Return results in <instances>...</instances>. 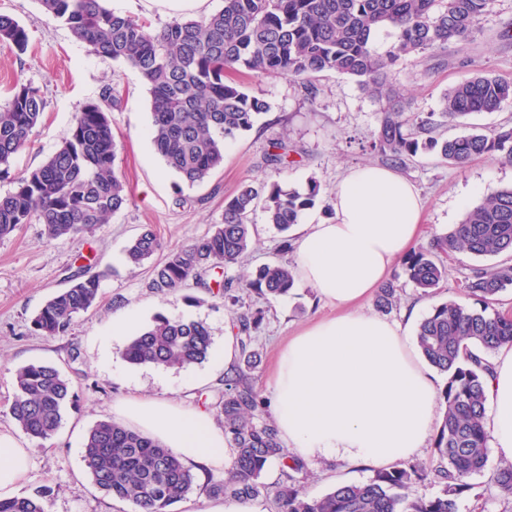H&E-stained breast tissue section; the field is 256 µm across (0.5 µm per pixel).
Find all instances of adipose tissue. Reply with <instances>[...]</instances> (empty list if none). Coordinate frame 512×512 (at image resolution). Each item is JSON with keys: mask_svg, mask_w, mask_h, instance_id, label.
Segmentation results:
<instances>
[{"mask_svg": "<svg viewBox=\"0 0 512 512\" xmlns=\"http://www.w3.org/2000/svg\"><path fill=\"white\" fill-rule=\"evenodd\" d=\"M334 219L303 226L296 242V279L336 316L289 338L271 381L275 423L288 449L316 462L336 457L383 468L418 454L439 418L437 378L400 326L360 312L395 261L419 239L423 203L391 169L349 170L330 198ZM487 399L490 451L512 462V347L491 360ZM116 422L171 448L181 460L223 467L224 430L209 413L136 395L116 403ZM31 451L0 432V500L17 497Z\"/></svg>", "mask_w": 512, "mask_h": 512, "instance_id": "ef3b65f1", "label": "adipose tissue"}]
</instances>
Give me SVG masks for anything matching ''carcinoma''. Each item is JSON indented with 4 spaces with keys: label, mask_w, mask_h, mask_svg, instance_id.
<instances>
[{
    "label": "carcinoma",
    "mask_w": 512,
    "mask_h": 512,
    "mask_svg": "<svg viewBox=\"0 0 512 512\" xmlns=\"http://www.w3.org/2000/svg\"><path fill=\"white\" fill-rule=\"evenodd\" d=\"M105 2L40 0L44 13L66 24L95 55L140 72L151 96L154 148L165 166L191 185L222 166L228 143L251 130L269 109L265 100L226 79V70L239 68L288 77L313 99L318 91L314 80L321 73L354 80L379 105L369 149L394 166H406L420 152H434L458 168L482 156L512 164V125L439 140L431 136L433 114L407 116L405 99L390 78L400 61L469 40L495 0H223L222 8L207 17L175 19L159 29L115 13ZM383 31L392 41L380 52L375 40ZM28 42L25 27L0 14V44L22 54ZM511 102L512 81L477 75L448 89L441 118L454 123L473 113L497 112ZM45 106L40 91L17 75L9 101L0 105V175L9 173L14 156L30 142ZM117 152L106 111L97 103L86 105L57 150L19 178L11 192L0 195V238L22 224H41L47 238L57 240L107 223L128 201L115 168ZM266 162L279 172L288 168L287 146L273 143ZM322 194L313 179L303 191L278 181L258 187L242 182L225 198L223 222L211 234L153 264L149 288L166 296L194 280L211 289L204 274L238 264L248 253L253 232L249 215L257 206L268 224L286 231ZM160 249L159 238L147 229L127 246L125 259L136 268ZM459 254L491 260L472 268L462 282L463 294L479 307L451 298L440 302L415 333L426 361L447 375L441 392L445 410L433 437L435 463L399 461L364 482L338 484L318 497L307 495L295 478L304 464L288 462L252 381L261 355L251 346V332L264 319V309L247 307L238 315L240 362L224 377V391L214 403L232 462L212 493L251 501L266 497L269 487L263 476L277 462L285 475L275 492L277 512H458V500L474 488L472 478L489 460L484 382L490 360L500 347L512 346V316L496 308L499 296L512 287V187L491 191L460 223L408 254L405 273L422 295L432 297L447 277L445 261ZM295 284L294 268L275 262L260 266L253 278L236 286L231 281L214 285L224 304L237 306L244 289L269 299L288 295ZM400 293L397 281L386 282L378 289L376 308L389 311ZM99 298L100 274L76 271L71 285L35 316L36 331L46 337L66 333ZM210 347L205 323L161 315L131 338L122 357L133 365L183 369L203 362ZM74 397L71 382L58 368L29 363L16 371L5 416L29 438L47 441ZM83 462L102 492L131 503L134 512H170L195 480L171 449L111 420L91 428ZM493 480L501 493L511 495L512 463L499 465ZM425 482L437 485L438 493L429 499L410 497V489ZM0 512L46 509L43 497L20 496L0 501Z\"/></svg>",
    "instance_id": "carcinoma-1"
}]
</instances>
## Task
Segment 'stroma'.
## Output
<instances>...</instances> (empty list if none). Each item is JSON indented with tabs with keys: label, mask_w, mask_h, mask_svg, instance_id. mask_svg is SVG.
Returning <instances> with one entry per match:
<instances>
[{
	"label": "stroma",
	"mask_w": 512,
	"mask_h": 512,
	"mask_svg": "<svg viewBox=\"0 0 512 512\" xmlns=\"http://www.w3.org/2000/svg\"><path fill=\"white\" fill-rule=\"evenodd\" d=\"M0 14L19 21L29 36L22 54L0 45V104L7 101L19 74L39 89L46 101L30 144L14 157L8 177L0 179V195L12 191L16 179L54 153L68 136L75 115L99 100L108 86L121 94L109 118L118 141L116 169L128 190L126 206L108 223L77 235L50 241L42 225L25 224L0 239V411L12 400L16 369L32 362L60 369L79 396L76 405L65 409L56 434L44 445L33 446L21 493L45 492L48 512H132L128 502L98 489L87 472L83 446L88 431L98 421L111 418L113 405L131 393L169 398L193 408L214 402L224 388L227 369L210 357L180 370L128 364L123 374H116L127 340L113 338V313L138 307L143 328L159 314L203 321L217 351L223 349L225 339L235 338L239 310L193 281L165 297L154 293L147 286L149 267L133 271L127 265L128 242L147 226L157 231L167 251L209 235L222 221L225 197L232 195L240 182L276 180L265 156L271 141L277 139L291 149L292 164L284 175L287 184L302 190L313 178L328 196L349 169L378 164V157L368 150V141L378 126L379 106L354 80L338 74L320 78L313 100L289 78L238 74V81L251 95L265 100L269 110L250 131L231 142L223 166L203 182L188 185L154 150L150 95L135 68L104 62L91 54L67 26L42 12L38 0H0ZM510 24L512 0H495L473 41L450 45L436 59H409L395 66L392 81L409 101L410 113L439 111L449 87L480 71L512 80V40L502 36ZM400 173L421 195L423 222L431 233L448 230L468 209L480 204L483 196L477 193V186H512V165L485 156L458 169L434 154L423 153ZM251 222L256 226L253 249L243 263L225 267L224 280L237 282L259 265L295 260L294 253L283 251L281 244L296 241L298 227L279 233L267 224L260 209L253 212ZM475 263L469 255H458L449 264L448 277L434 299L422 296L408 281L402 263H395L390 275L402 288L401 299L386 313V320L404 325L412 333L416 324L406 316L412 306H419L424 315L438 299H461L466 306H473V299L463 298L460 288ZM82 267L101 275L100 304L81 313L65 335L46 337L35 332V314L67 286L69 275ZM244 301L264 310L252 342L261 353L252 373L253 383L264 394L279 348L301 327L331 315L332 309L319 301L313 289L300 285L288 296L269 301L248 292ZM497 465V459H489L483 473L475 476L476 487L461 500L459 512H512V497L502 495L493 482ZM191 471L195 483L184 499L172 505L171 512H207L216 501L210 488L223 481V471L196 464ZM305 471L304 490L311 496L340 483L364 481L372 474L371 469L350 468L333 458L306 465Z\"/></svg>",
	"instance_id": "35a3bbf8"
}]
</instances>
